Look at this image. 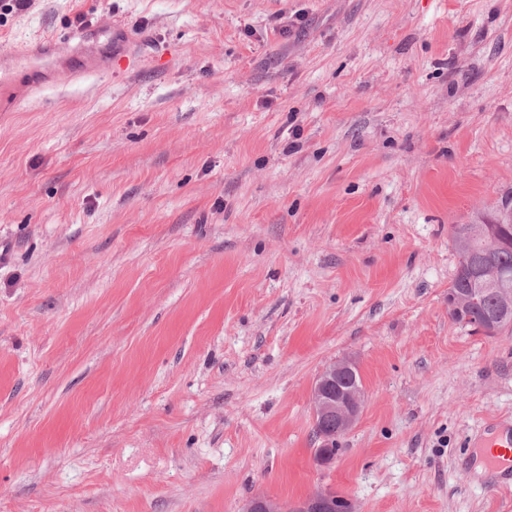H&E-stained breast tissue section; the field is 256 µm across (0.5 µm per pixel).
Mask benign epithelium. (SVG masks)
<instances>
[{"mask_svg": "<svg viewBox=\"0 0 512 512\" xmlns=\"http://www.w3.org/2000/svg\"><path fill=\"white\" fill-rule=\"evenodd\" d=\"M512 223V209H501L495 219H489L471 226L468 236L460 242L467 248L473 240L484 242V251L480 259V275L477 287L490 288L499 293L505 305L512 304V278L495 268V252L500 243L499 225ZM356 364L343 359L326 367L316 378L312 388V409L314 421H324L332 416L346 433L357 423L365 404V393L361 386L344 393L333 394L332 384L336 376L351 371ZM243 512H357L354 503L331 489L316 491L302 500L286 505L267 497L251 499Z\"/></svg>", "mask_w": 512, "mask_h": 512, "instance_id": "1", "label": "benign epithelium"}]
</instances>
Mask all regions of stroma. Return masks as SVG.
I'll return each mask as SVG.
<instances>
[{
  "mask_svg": "<svg viewBox=\"0 0 512 512\" xmlns=\"http://www.w3.org/2000/svg\"><path fill=\"white\" fill-rule=\"evenodd\" d=\"M8 4L0 46L65 42L0 87V512H512L473 461L512 330L448 314L452 225L512 193V0ZM334 362L333 365L326 367L316 378L312 388V409L314 422L325 421L326 419L336 416V420L340 424L343 433H347L357 423L365 404V393L361 386V379L357 370L353 373L345 375L341 378L342 386H356L344 393H332V384L336 380V376L352 371L356 368V364L350 360L343 359L340 362ZM358 385V386H357ZM336 420H326L324 425L318 424L314 426V433L317 437L330 445L328 450L331 456H336L338 448H336ZM243 512H357L354 503L331 489L316 491L302 500L286 505L267 497L251 499Z\"/></svg>",
  "mask_w": 512,
  "mask_h": 512,
  "instance_id": "35a3bbf8",
  "label": "stroma"
}]
</instances>
